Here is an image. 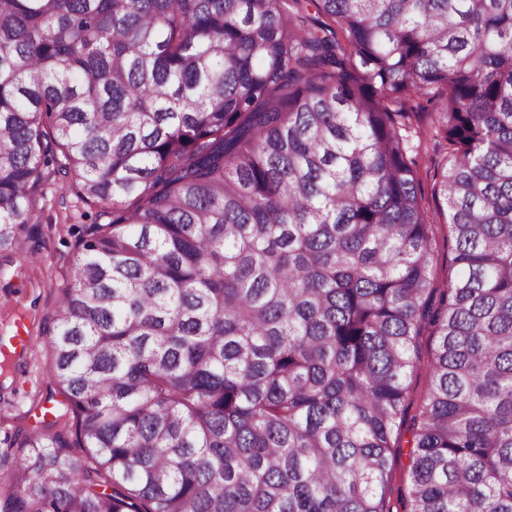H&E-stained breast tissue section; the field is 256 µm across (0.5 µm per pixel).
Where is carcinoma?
<instances>
[{
    "label": "carcinoma",
    "instance_id": "1",
    "mask_svg": "<svg viewBox=\"0 0 512 512\" xmlns=\"http://www.w3.org/2000/svg\"><path fill=\"white\" fill-rule=\"evenodd\" d=\"M57 156L108 221L0 512H390L425 325L404 512H512V0H0V253ZM417 124L422 128L423 134L421 136L422 144L419 155L417 156L416 164V179L419 184L420 191L422 193L423 201L422 205L426 208L431 218H433L435 224H438L436 230L437 237L439 240L438 248L434 255V260L431 269V277L434 285L442 289L446 282L454 277L456 268L452 263L453 255L448 246L444 244V237L448 238L450 242V227L446 224V216L443 214L442 197L434 195L435 184L438 181V177L435 176L434 161L436 156L444 152L445 145L435 143L431 140L428 134L429 127V115L423 113L419 117V123L414 122V127ZM417 368L408 376L407 401L402 421L393 433L394 448L391 460V491L389 499L390 511L402 512L403 498L406 494L407 480L412 467L411 441L414 419L419 416L424 397L429 386L426 368L432 356L434 336L430 328L425 327L415 340Z\"/></svg>",
    "mask_w": 512,
    "mask_h": 512
}]
</instances>
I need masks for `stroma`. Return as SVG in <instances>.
<instances>
[{"label":"stroma","mask_w":512,"mask_h":512,"mask_svg":"<svg viewBox=\"0 0 512 512\" xmlns=\"http://www.w3.org/2000/svg\"><path fill=\"white\" fill-rule=\"evenodd\" d=\"M443 151V145L423 137L415 169L422 204L437 224V235L442 239L431 269L432 281L439 288L456 273L453 255L445 244L450 228L442 211L443 200L434 194L437 182L434 161ZM99 213V205L81 200L74 180L52 174L42 186V195L29 222V234L14 251L12 266L0 274V336L11 335L18 318L23 320L30 336L29 350L13 358L6 386L0 389V482L6 480L19 453V445L25 433L35 425L42 406L59 397L47 375L53 312L62 288L70 280L72 246L86 225L99 222ZM433 346L431 329H423L415 340L418 359L407 379L405 414L393 433L392 479L388 494L391 512L403 510L412 467L413 424L422 410L429 386L426 368Z\"/></svg>","instance_id":"35a3bbf8"}]
</instances>
